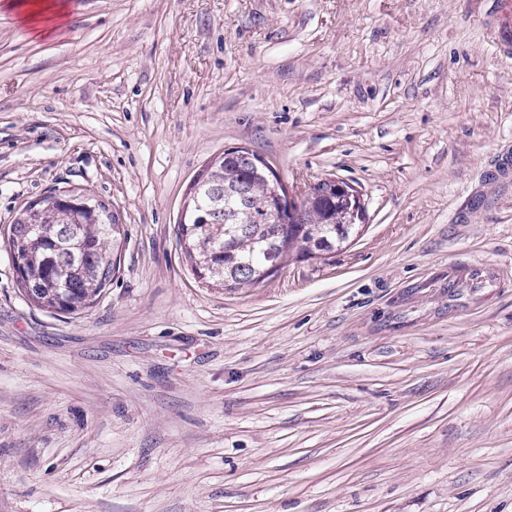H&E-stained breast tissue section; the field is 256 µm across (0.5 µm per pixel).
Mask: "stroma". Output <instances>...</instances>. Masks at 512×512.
<instances>
[{
    "instance_id": "35a3bbf8",
    "label": "stroma",
    "mask_w": 512,
    "mask_h": 512,
    "mask_svg": "<svg viewBox=\"0 0 512 512\" xmlns=\"http://www.w3.org/2000/svg\"><path fill=\"white\" fill-rule=\"evenodd\" d=\"M0 8V230L80 187L121 266L37 309L0 237V512H512L508 0ZM231 146L361 190L343 249L250 288L176 237ZM9 9H19L20 21L35 36L44 38L52 33L58 25L49 26L67 16V2L55 0H5Z\"/></svg>"
}]
</instances>
